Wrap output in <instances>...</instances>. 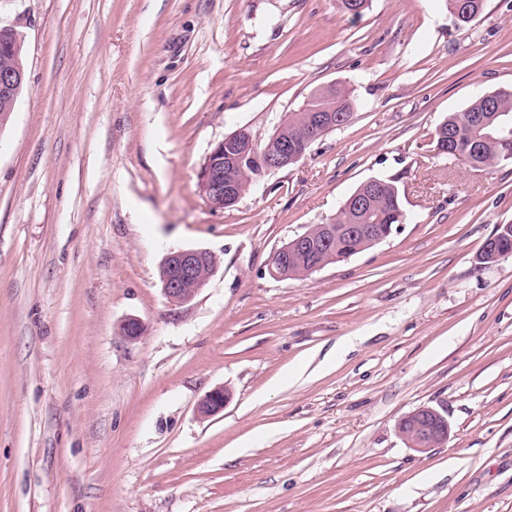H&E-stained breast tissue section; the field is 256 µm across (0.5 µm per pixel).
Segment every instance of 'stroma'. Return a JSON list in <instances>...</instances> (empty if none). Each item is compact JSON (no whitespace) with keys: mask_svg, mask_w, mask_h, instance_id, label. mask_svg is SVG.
<instances>
[{"mask_svg":"<svg viewBox=\"0 0 512 512\" xmlns=\"http://www.w3.org/2000/svg\"><path fill=\"white\" fill-rule=\"evenodd\" d=\"M0 26L27 71L0 127V512H512V256L479 260L512 160L432 145L512 87V0L465 27L445 0H0ZM330 85L350 122L212 209L215 145ZM390 177L389 237L273 275ZM183 248L220 263L175 306L159 269ZM423 406L449 434L419 452L398 423ZM229 400L224 387H216L207 392L197 403L196 411L202 418H209L221 413Z\"/></svg>","mask_w":512,"mask_h":512,"instance_id":"stroma-1","label":"stroma"}]
</instances>
